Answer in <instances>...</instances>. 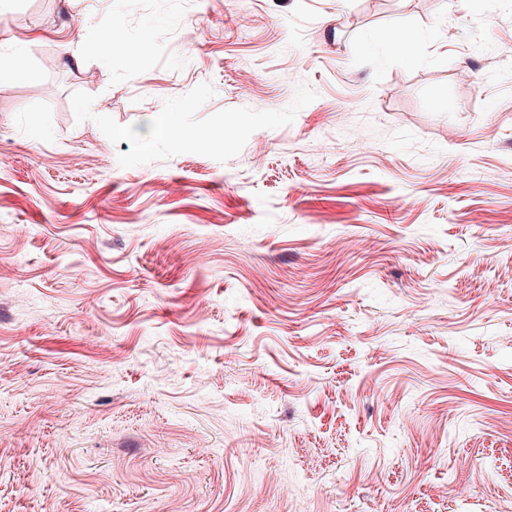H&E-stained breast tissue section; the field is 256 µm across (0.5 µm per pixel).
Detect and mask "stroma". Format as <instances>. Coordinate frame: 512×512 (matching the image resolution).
I'll return each instance as SVG.
<instances>
[{"instance_id": "stroma-1", "label": "stroma", "mask_w": 512, "mask_h": 512, "mask_svg": "<svg viewBox=\"0 0 512 512\" xmlns=\"http://www.w3.org/2000/svg\"><path fill=\"white\" fill-rule=\"evenodd\" d=\"M0 69V512H512V0H0Z\"/></svg>"}]
</instances>
